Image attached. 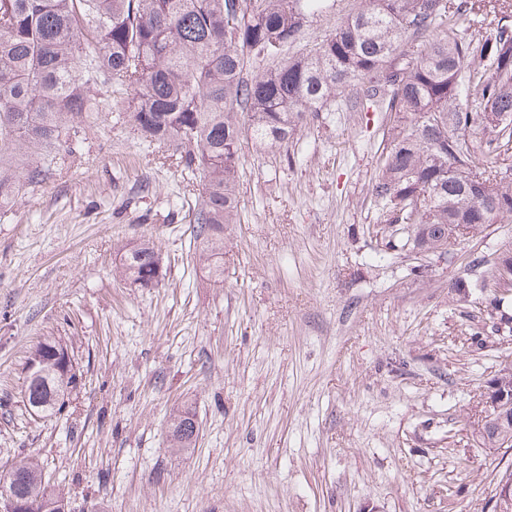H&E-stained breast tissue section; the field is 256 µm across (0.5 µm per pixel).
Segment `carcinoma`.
I'll list each match as a JSON object with an SVG mask.
<instances>
[{"instance_id":"cac0c4a2","label":"carcinoma","mask_w":512,"mask_h":512,"mask_svg":"<svg viewBox=\"0 0 512 512\" xmlns=\"http://www.w3.org/2000/svg\"><path fill=\"white\" fill-rule=\"evenodd\" d=\"M325 0H0V206L52 174L97 118L92 87L119 95L133 133L202 182L194 213L199 259L224 277V225L238 221L235 194L245 135L260 148L288 145L309 112L344 97L394 116L370 195L384 223L413 224L412 247L434 251L448 226L512 218V4L508 0H365L314 48L288 56ZM489 19L466 38L460 22ZM257 74L243 77L247 62ZM509 117L499 128L486 114ZM483 140L466 141L472 128ZM488 186L474 187L472 176ZM158 254L145 240L124 251L120 273L151 279ZM79 372L50 371L25 384L44 416L62 410ZM498 391L509 405L479 447L496 455L512 440V367ZM194 426L176 428L189 448ZM22 461L0 475L16 492L61 493Z\"/></svg>"}]
</instances>
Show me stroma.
I'll use <instances>...</instances> for the list:
<instances>
[{
    "label": "stroma",
    "instance_id": "1",
    "mask_svg": "<svg viewBox=\"0 0 512 512\" xmlns=\"http://www.w3.org/2000/svg\"><path fill=\"white\" fill-rule=\"evenodd\" d=\"M362 2L328 0L303 47ZM97 99L78 152L0 208V473L36 458L72 512H484L499 465L464 417L512 366L487 312L512 222L442 258L388 248L369 188L390 115L331 101L287 149L242 138L216 285L194 242L197 185ZM145 239L153 288L114 272L118 247ZM470 256L486 262L466 269ZM54 339L81 384L37 417L26 363ZM187 409L198 439L175 450Z\"/></svg>",
    "mask_w": 512,
    "mask_h": 512
}]
</instances>
